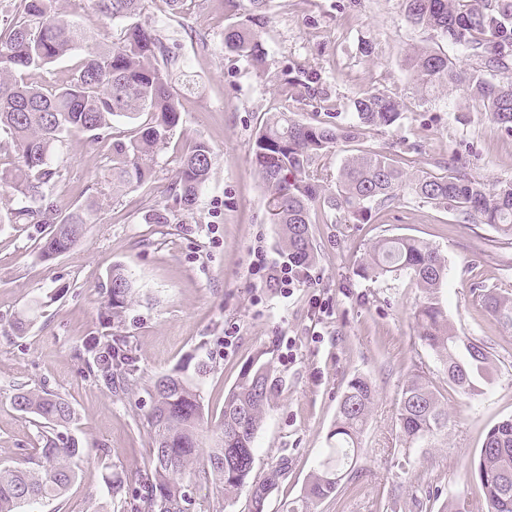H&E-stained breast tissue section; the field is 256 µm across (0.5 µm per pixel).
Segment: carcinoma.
Segmentation results:
<instances>
[{"label": "carcinoma", "instance_id": "obj_1", "mask_svg": "<svg viewBox=\"0 0 512 512\" xmlns=\"http://www.w3.org/2000/svg\"><path fill=\"white\" fill-rule=\"evenodd\" d=\"M268 0H249L251 8L224 34L225 49L263 71L267 52L260 29L267 22ZM412 26L440 33L448 50L422 47L414 52L417 91L428 97L440 90L460 91L478 100L486 116L512 133V0L478 5L477 0H402ZM142 0H94L106 19H131L123 41L112 48L90 42L87 33L56 12V0H16L25 17L0 35V126L9 130L13 167L0 173V224L37 219L47 225L39 247L49 261L68 251L84 236L87 212L78 208L59 217L52 202L53 178L59 170L52 159L64 138L86 135L94 141L112 139V184L141 186L154 173L157 151L168 143L181 111L171 91L170 48L158 30L139 24ZM82 57L60 84H38L28 76L70 56ZM475 58L466 71L457 65ZM355 123L344 127L332 121L303 123L286 112L271 114L256 135L253 162L265 186L269 221L279 228L282 252L288 261L311 268L315 263L311 225L324 205L361 216L374 203L409 194L458 212L467 221L487 224L512 237V180L492 186L461 171L436 177L410 175L381 154L348 157L331 182L314 170L315 162L341 141L354 138L356 125L391 127L403 118L399 102L368 91L352 103ZM145 120L131 130L117 131L121 118ZM213 167V151L197 142L183 158L169 193L178 207L191 209ZM174 211L149 210L147 224H169ZM448 261L428 243L411 237L383 238L370 248L364 274L404 272L422 293L415 311L416 332L422 345L448 370V383L462 396L482 394L480 383L491 380L492 358L477 339L461 336L448 320L440 300L447 281ZM133 288L123 268L108 277L107 308L115 319L133 303ZM486 311L512 328V296L484 290L478 294ZM87 375L112 392H123L136 359L118 336H87L82 342ZM210 372L202 359L186 361L176 372L151 384L153 405L151 455L139 487L127 502L131 512H190L193 484L212 485L222 501L248 492L249 512H266L269 494L288 471V456L261 478L253 477L254 442L276 382L265 364L253 362L240 373L224 399L215 443L202 447L205 417L200 380ZM376 390L365 377L349 380L341 397L332 433L335 443L305 489L307 510L335 496L358 454L359 438ZM13 406L36 418L41 447L24 467H0V512H32L30 507L57 500L76 477L83 449L73 436L75 411L69 401L49 392L23 391ZM398 435L403 448H441L448 439V404L438 396L430 377L416 370L402 390ZM482 491L485 512H512V419L494 424L478 456L468 463Z\"/></svg>", "mask_w": 512, "mask_h": 512}]
</instances>
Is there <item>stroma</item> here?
<instances>
[{"label":"stroma","instance_id":"stroma-1","mask_svg":"<svg viewBox=\"0 0 512 512\" xmlns=\"http://www.w3.org/2000/svg\"><path fill=\"white\" fill-rule=\"evenodd\" d=\"M57 11L102 46L123 39V23L103 22L90 0H58ZM137 20L160 30L177 57L172 86L182 120L141 187H113L105 143L64 141L54 206L62 215L92 208L81 242L66 253L40 259L46 225L0 226V465L24 464L39 443L31 415L17 411L12 396L43 389L60 395L76 411L83 455L68 491L43 512H117L107 478L134 490L150 457V380L189 357L208 359V439L242 369L259 361L282 386L255 439L254 471L288 461L266 512L300 506L329 446L342 393L357 375L372 382L375 402L347 481L315 512H418L415 494L430 495L431 512L450 499L459 512H478L479 483L464 464L478 455L491 426L512 418V329L484 310L477 292L512 293V246L502 247L488 225L404 195L360 220L321 214L313 226L317 264L305 283L287 298L272 285L254 288L252 248L262 246L276 265L284 257L278 228L266 219L253 143L271 113L309 122L333 112L347 125L352 101L379 91L401 103L402 120L357 128L354 139L318 159L326 173L337 176L347 157L378 152L412 174H441L450 165L491 185L512 179V134L462 93L420 97L412 55L442 40L407 23L402 0H269L260 31L269 60L264 72L225 50L232 21L225 0H186L175 15L166 0H143ZM287 75L299 77L296 88H285ZM198 141L211 146L214 159L196 206L176 211L170 224L144 223L149 209L172 206L168 188ZM383 237L416 238L447 258L441 299L448 318L460 335L481 340L496 364L482 395L469 400L456 392L418 340L421 292L413 278L362 274L371 244ZM115 266L128 274L135 302L110 323L105 290ZM24 314L29 320L21 328ZM228 332L235 337L229 348ZM106 334L124 337L137 358V384L121 395L89 378L78 356L85 337ZM421 361L452 426L447 447L407 452L396 435L398 403Z\"/></svg>","mask_w":512,"mask_h":512}]
</instances>
